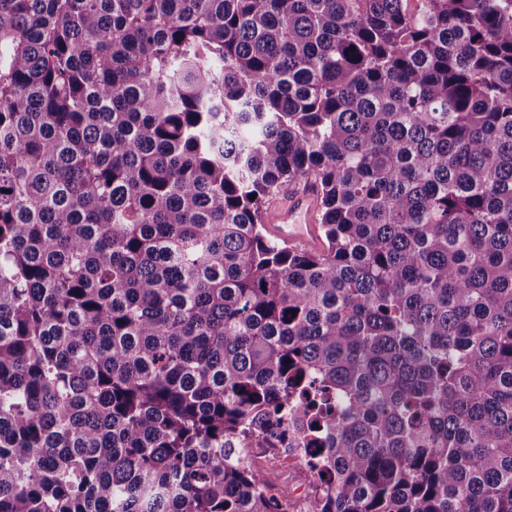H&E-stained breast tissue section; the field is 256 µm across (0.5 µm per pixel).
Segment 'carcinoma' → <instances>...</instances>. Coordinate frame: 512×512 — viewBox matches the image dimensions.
Listing matches in <instances>:
<instances>
[{
	"instance_id": "carcinoma-1",
	"label": "carcinoma",
	"mask_w": 512,
	"mask_h": 512,
	"mask_svg": "<svg viewBox=\"0 0 512 512\" xmlns=\"http://www.w3.org/2000/svg\"><path fill=\"white\" fill-rule=\"evenodd\" d=\"M411 2L0 0V512H512V0ZM283 193L266 204V210ZM320 197L312 187L288 191L266 213L265 229L270 237L288 246L322 251L324 240L318 224ZM302 455L295 461L276 456L259 467L269 485V493L286 498L293 505V512H305L310 487L307 471L301 465Z\"/></svg>"
}]
</instances>
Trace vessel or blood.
<instances>
[{
  "label": "vessel or blood",
  "instance_id": "vessel-or-blood-1",
  "mask_svg": "<svg viewBox=\"0 0 512 512\" xmlns=\"http://www.w3.org/2000/svg\"><path fill=\"white\" fill-rule=\"evenodd\" d=\"M319 209L320 197L314 188L290 190L267 211L265 229L270 237L286 245L316 252L324 250Z\"/></svg>",
  "mask_w": 512,
  "mask_h": 512
}]
</instances>
